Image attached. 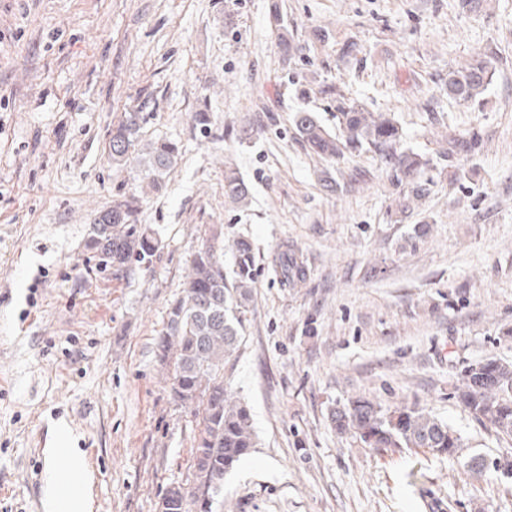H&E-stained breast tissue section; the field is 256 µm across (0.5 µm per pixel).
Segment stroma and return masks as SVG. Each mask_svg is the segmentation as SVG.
I'll return each mask as SVG.
<instances>
[{
    "mask_svg": "<svg viewBox=\"0 0 512 512\" xmlns=\"http://www.w3.org/2000/svg\"><path fill=\"white\" fill-rule=\"evenodd\" d=\"M477 53L496 62L491 84L449 98V70ZM340 94L394 115L429 159L405 213L375 153L328 160L299 141L295 110L336 130ZM135 108L145 139L181 156L142 198L160 249L126 273L86 243L134 184L105 145ZM245 125L250 139L225 137ZM230 167L247 207L224 199ZM210 224L256 256L224 384L257 446L226 475L224 512H512V478L367 448L331 422L356 396L417 404L466 454L512 457L454 395L467 366L512 361V0H0V512H43L63 430L94 512H159L166 487H192L196 421L155 351ZM284 248L301 287L281 281ZM276 266L280 269V275L284 285L294 286L306 279L305 268L297 257L288 254V249L278 253L275 258Z\"/></svg>",
    "mask_w": 512,
    "mask_h": 512,
    "instance_id": "35a3bbf8",
    "label": "stroma"
}]
</instances>
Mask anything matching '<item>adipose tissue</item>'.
I'll list each match as a JSON object with an SVG mask.
<instances>
[{
    "instance_id": "1",
    "label": "adipose tissue",
    "mask_w": 512,
    "mask_h": 512,
    "mask_svg": "<svg viewBox=\"0 0 512 512\" xmlns=\"http://www.w3.org/2000/svg\"><path fill=\"white\" fill-rule=\"evenodd\" d=\"M51 458L65 457L69 460V480L60 483L55 467H48L42 487L44 512H92V475L86 470L79 449L57 447L50 449Z\"/></svg>"
}]
</instances>
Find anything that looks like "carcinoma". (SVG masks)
<instances>
[{
	"mask_svg": "<svg viewBox=\"0 0 512 512\" xmlns=\"http://www.w3.org/2000/svg\"><path fill=\"white\" fill-rule=\"evenodd\" d=\"M495 73L494 60L478 56L448 73V97L469 102L484 93ZM336 113L343 134H331L313 112L299 109L293 125L303 146L319 157L334 159L345 152H374L398 184L412 198L425 194L418 181L427 159L403 147L401 125L384 113L336 98ZM106 151L112 165L124 168L143 164L146 188L159 192L180 155L169 139L142 143L141 110L125 112L112 125ZM226 200L246 207L248 184L234 170L224 173ZM140 196L122 193L98 212L90 225L87 246L100 266L130 271L152 263L161 240L154 229L140 223ZM232 270L224 272V231L216 224L204 232L193 255L182 294L168 308L167 321L156 343L158 361L167 370L174 399L198 419V435L191 448L194 487H167L162 512H213L202 508L198 491L224 487V477L256 448L251 413L231 399L224 387V368L239 348L244 316L253 301L256 261L251 243L234 240ZM282 282L292 286L306 279L297 257L283 250L275 258ZM459 401L485 429L512 437V364L487 359L469 366L456 388ZM336 431L370 448H426L446 457L466 473L480 475L495 467V460L462 456L461 436L431 412L419 406L384 408L363 397L336 406L331 413Z\"/></svg>",
	"mask_w": 512,
	"mask_h": 512,
	"instance_id": "cac0c4a2",
	"label": "carcinoma"
}]
</instances>
